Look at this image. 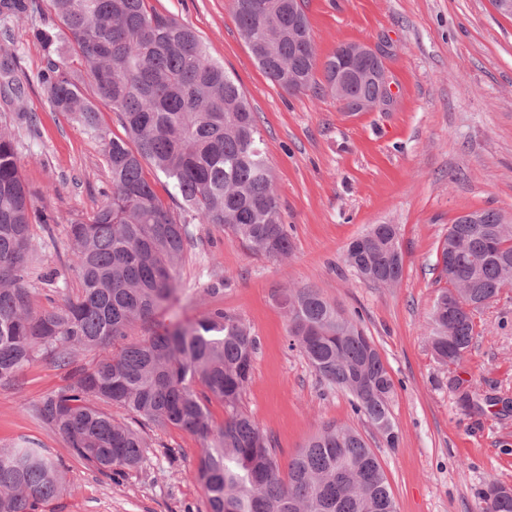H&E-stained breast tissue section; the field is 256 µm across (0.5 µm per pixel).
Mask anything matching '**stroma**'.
I'll use <instances>...</instances> for the list:
<instances>
[{
    "label": "stroma",
    "mask_w": 512,
    "mask_h": 512,
    "mask_svg": "<svg viewBox=\"0 0 512 512\" xmlns=\"http://www.w3.org/2000/svg\"><path fill=\"white\" fill-rule=\"evenodd\" d=\"M189 24L208 55L240 82L254 107L292 249L275 260L249 250L231 231L192 224L176 278L183 290L160 322L186 324L214 309L250 326L259 345L242 395L244 410L288 460L323 425L356 429L378 457L399 512H482L481 493L512 487V288L475 318L477 338L461 365L433 354L428 316L448 283L438 248L460 214L512 213V20L491 0H305L317 53L345 42L387 50L393 104L346 117L329 95L289 94L254 61L229 0H148ZM39 17L0 21V55L16 54L25 86L20 127L0 104V128L15 138L35 214L29 281L34 308L58 290L75 293L66 226L89 216L111 190L102 142L53 111L35 77L44 52L32 31ZM371 224L400 231L398 287L366 282L344 262L348 243ZM318 289L347 315H360L395 384L397 447L352 410L350 394L325 387L289 347L278 302L283 288ZM69 371L40 357L0 383V447L33 442L66 475V495L38 512H208L194 471L202 443L177 428L148 431L146 462L110 479L89 466L38 411ZM493 397L463 407L461 397Z\"/></svg>",
    "instance_id": "1"
}]
</instances>
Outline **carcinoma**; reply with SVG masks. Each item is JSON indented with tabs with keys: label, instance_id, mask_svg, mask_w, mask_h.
I'll list each match as a JSON object with an SVG mask.
<instances>
[{
	"label": "carcinoma",
	"instance_id": "cac0c4a2",
	"mask_svg": "<svg viewBox=\"0 0 512 512\" xmlns=\"http://www.w3.org/2000/svg\"><path fill=\"white\" fill-rule=\"evenodd\" d=\"M51 23L34 30L46 62L36 81L52 109L72 116L104 142L110 194L89 217L69 221L76 298L47 310L32 306L27 259L32 204L12 135L0 131V382L9 383L40 354L70 368L73 382L48 394L40 412L76 453L110 477L139 468L144 428L175 427L202 440L194 477L208 512H397L385 472L362 435L329 423L282 464L267 433L241 406L257 337L214 310L136 341L134 324L153 323L181 291L175 271L193 238L190 222L164 206L144 177L160 171L191 218L228 229L248 248L286 257L291 241L254 112L238 80L207 55L191 26L146 8V0H49ZM233 18L258 67L284 92H332L336 54L319 58L313 34L288 36V0H231ZM43 14L41 0H0V16ZM64 44L94 86L58 60ZM15 54L0 57V99L25 93ZM322 79L313 81L314 71ZM373 81L349 96L376 97ZM112 108L126 138L101 126L97 104ZM453 222L441 244L457 253L441 265L448 288L429 321V341L444 363L464 361L475 340V313L512 283V224L496 211ZM398 228L382 224L366 262L393 285L404 272ZM456 296L448 317V298ZM291 346L329 387L348 392L353 411L390 448L395 384L359 320L338 313L311 287L280 294ZM97 352L75 364L77 350ZM224 406V421L210 415ZM125 418L117 419L112 409ZM67 490L62 469L33 444L0 448V512H34ZM483 512H512V497L483 492Z\"/></svg>",
	"mask_w": 512,
	"mask_h": 512
}]
</instances>
